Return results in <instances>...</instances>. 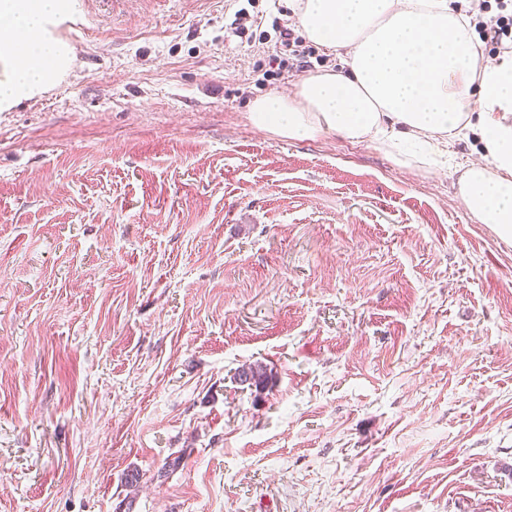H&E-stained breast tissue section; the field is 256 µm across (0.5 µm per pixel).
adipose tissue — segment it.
<instances>
[{
	"label": "adipose tissue",
	"mask_w": 512,
	"mask_h": 512,
	"mask_svg": "<svg viewBox=\"0 0 512 512\" xmlns=\"http://www.w3.org/2000/svg\"><path fill=\"white\" fill-rule=\"evenodd\" d=\"M305 39L335 52L339 69L260 97L251 123L291 140L329 132L369 142L402 167L446 166L462 130L478 159L458 195L479 223L512 239V55H485L468 15L449 0H290ZM69 0H0V110L44 91L68 69L48 24Z\"/></svg>",
	"instance_id": "ef3b65f1"
}]
</instances>
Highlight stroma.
<instances>
[{"label": "stroma", "instance_id": "35a3bbf8", "mask_svg": "<svg viewBox=\"0 0 512 512\" xmlns=\"http://www.w3.org/2000/svg\"><path fill=\"white\" fill-rule=\"evenodd\" d=\"M276 23L289 0H74L70 69L0 112V512H512L477 138L439 170L257 129L302 76ZM238 380L248 388L254 387L256 391L264 390L268 384L269 376L261 365H249L241 369Z\"/></svg>", "mask_w": 512, "mask_h": 512}]
</instances>
